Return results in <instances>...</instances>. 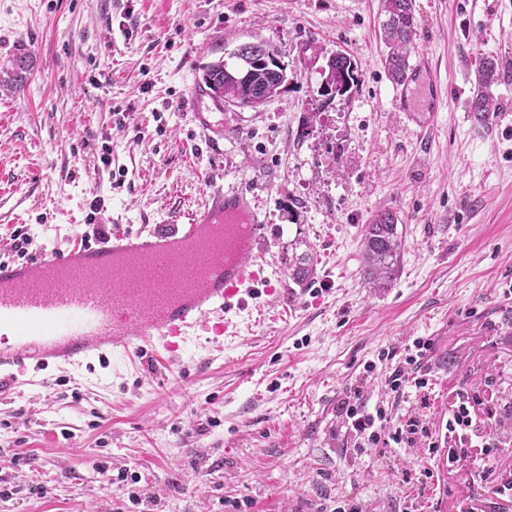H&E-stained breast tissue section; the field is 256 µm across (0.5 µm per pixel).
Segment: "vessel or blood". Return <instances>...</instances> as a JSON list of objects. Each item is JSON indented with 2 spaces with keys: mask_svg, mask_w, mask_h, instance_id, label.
Wrapping results in <instances>:
<instances>
[{
  "mask_svg": "<svg viewBox=\"0 0 512 512\" xmlns=\"http://www.w3.org/2000/svg\"><path fill=\"white\" fill-rule=\"evenodd\" d=\"M428 100L418 106L416 85ZM443 85L427 54H419L392 107L419 133L435 125ZM209 142L224 137V103L204 84L180 102ZM262 229L248 192L209 191L189 223L160 231L115 225L106 242L54 248L34 260L0 259V330L14 340L0 345V384L28 368L107 366L112 352L153 364L159 352L182 350L190 337L232 334L238 312L258 293L277 287L256 256Z\"/></svg>",
  "mask_w": 512,
  "mask_h": 512,
  "instance_id": "vessel-or-blood-1",
  "label": "vessel or blood"
}]
</instances>
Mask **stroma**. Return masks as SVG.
<instances>
[{"instance_id": "35a3bbf8", "label": "stroma", "mask_w": 512, "mask_h": 512, "mask_svg": "<svg viewBox=\"0 0 512 512\" xmlns=\"http://www.w3.org/2000/svg\"><path fill=\"white\" fill-rule=\"evenodd\" d=\"M414 13L415 50L448 86L423 139L392 110L381 0H0V259L18 230L34 255L104 222L187 223L213 186H235L282 289L238 337L192 338L177 372L149 379L118 353L93 374L21 375L0 393V512H512L498 493L512 480V0H414ZM254 40L290 80L228 109L223 144L206 145L178 101L223 48ZM339 50L357 88L326 105L309 60ZM487 56L499 110L479 132L463 117ZM383 209L404 250L395 284L374 289L361 235ZM303 252L315 273L299 285L288 258ZM419 337L433 436L457 394L479 398L459 469L422 443L354 452L336 416L357 386L393 417L417 413L377 356ZM485 437L497 464L481 480ZM124 469L136 482L117 481Z\"/></svg>"}]
</instances>
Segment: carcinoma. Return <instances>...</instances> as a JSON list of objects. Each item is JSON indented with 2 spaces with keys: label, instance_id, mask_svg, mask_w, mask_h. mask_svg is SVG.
<instances>
[{
  "label": "carcinoma",
  "instance_id": "cac0c4a2",
  "mask_svg": "<svg viewBox=\"0 0 512 512\" xmlns=\"http://www.w3.org/2000/svg\"><path fill=\"white\" fill-rule=\"evenodd\" d=\"M412 7L413 0H382L381 11L385 16L392 17V23L383 24L384 40L388 47L385 64L390 80L396 84L406 79L410 68L408 57L416 30L406 14ZM265 55L266 51L259 49L242 59L247 72L243 82H237L225 74L227 63L223 56L203 67L201 82L221 101L237 97L248 85L254 88L270 86L274 84L275 77L265 61ZM351 63L352 56L344 53L336 55V95L339 97L350 92L346 88L347 81H355V75L349 73ZM498 80V62L488 57L480 72L478 88L469 101V111L482 112L486 117L496 111L489 88ZM403 246L402 232L398 229L397 217L393 213L385 211L365 225L362 258L366 279L372 287L386 288L397 279ZM288 271L295 283H303L313 273V257L307 252L289 257Z\"/></svg>",
  "mask_w": 512,
  "mask_h": 512
}]
</instances>
